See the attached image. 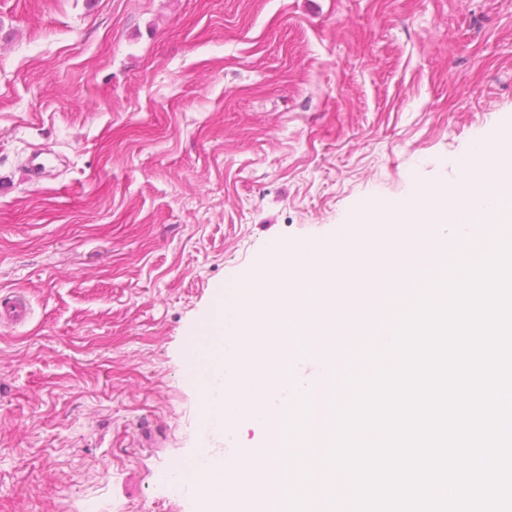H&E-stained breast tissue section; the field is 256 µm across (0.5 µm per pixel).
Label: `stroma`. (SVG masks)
<instances>
[{
    "mask_svg": "<svg viewBox=\"0 0 512 512\" xmlns=\"http://www.w3.org/2000/svg\"><path fill=\"white\" fill-rule=\"evenodd\" d=\"M511 121L512 0H0V512H190L222 290ZM28 305L18 299L5 302L0 301V322H9L15 325L25 323L30 317Z\"/></svg>",
    "mask_w": 512,
    "mask_h": 512,
    "instance_id": "1",
    "label": "stroma"
}]
</instances>
